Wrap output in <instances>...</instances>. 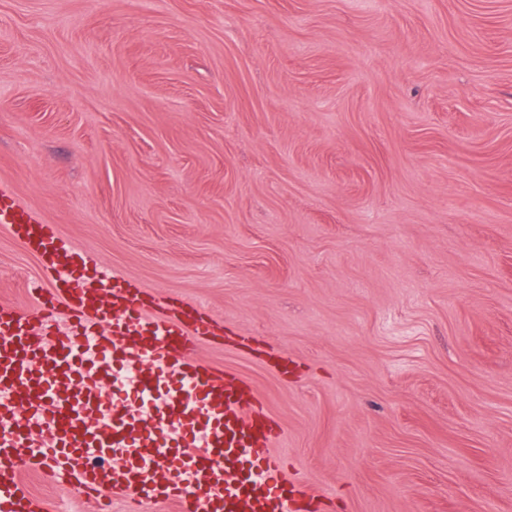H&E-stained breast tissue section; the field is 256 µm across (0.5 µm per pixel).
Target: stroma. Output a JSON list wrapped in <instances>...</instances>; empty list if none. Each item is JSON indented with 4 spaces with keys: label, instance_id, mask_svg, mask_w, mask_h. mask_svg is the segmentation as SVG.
Wrapping results in <instances>:
<instances>
[{
    "label": "stroma",
    "instance_id": "obj_1",
    "mask_svg": "<svg viewBox=\"0 0 512 512\" xmlns=\"http://www.w3.org/2000/svg\"><path fill=\"white\" fill-rule=\"evenodd\" d=\"M0 179L216 322L319 512H512V0H0Z\"/></svg>",
    "mask_w": 512,
    "mask_h": 512
}]
</instances>
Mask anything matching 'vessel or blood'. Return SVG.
<instances>
[{"label": "vessel or blood", "instance_id": "obj_1", "mask_svg": "<svg viewBox=\"0 0 512 512\" xmlns=\"http://www.w3.org/2000/svg\"><path fill=\"white\" fill-rule=\"evenodd\" d=\"M0 224L50 288L0 302V512H33L26 471L97 503L120 497L176 512H316L275 454L282 430L240 376L197 357L211 317L158 306L121 273L89 265L0 180ZM67 314L66 330L50 317ZM122 369L134 384L98 379Z\"/></svg>", "mask_w": 512, "mask_h": 512}]
</instances>
